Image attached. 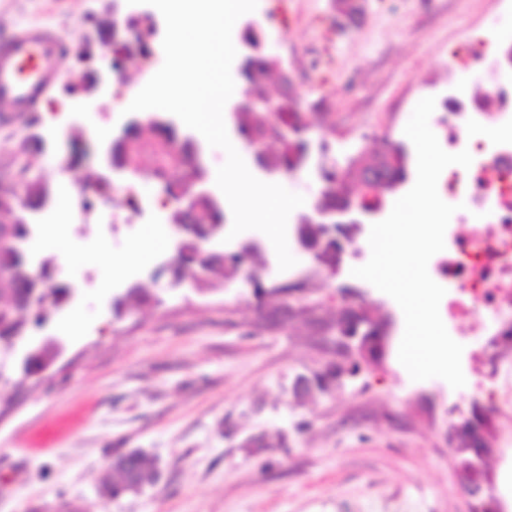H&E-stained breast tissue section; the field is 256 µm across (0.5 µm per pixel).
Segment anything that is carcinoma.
Wrapping results in <instances>:
<instances>
[{
    "instance_id": "obj_1",
    "label": "carcinoma",
    "mask_w": 512,
    "mask_h": 512,
    "mask_svg": "<svg viewBox=\"0 0 512 512\" xmlns=\"http://www.w3.org/2000/svg\"><path fill=\"white\" fill-rule=\"evenodd\" d=\"M251 74L242 83L240 95L265 96L262 86L265 76L275 68L267 54L258 49L250 62ZM40 118L34 115L25 122L29 135L19 143V151L23 154L41 153L46 147L43 133L37 131ZM238 134L244 141H253L263 137L275 141V131L265 126L264 114L249 113V120L238 125ZM163 145L168 151L155 159L148 172L149 180L153 181L158 190L168 198L178 200L183 197H194L193 211L186 212L176 208L168 217L167 225L173 235L180 239V249L176 264L171 268L174 281L182 283L184 274L196 268L207 271L222 269L224 274L231 276L240 271L252 251L240 255L236 251L219 250L217 254L206 252L198 243L195 228L209 226L211 234L224 236V208L217 207L209 197L196 195L198 184L205 177L201 163L192 158V148L186 143L177 127L170 123H156L148 126H134L123 144L118 146V157L121 162L134 168L138 167L140 152L145 150L148 140ZM302 149V141L295 138L288 143L280 144V150L267 157L268 164L274 168L288 172L293 169L292 155ZM408 156L404 146L387 140L380 151L364 157H351L342 166H331L321 170L323 189L317 206L325 211H334L350 203V196L341 191L347 181L365 183L366 173L378 169L383 175V188L395 191L407 179ZM51 196L50 189L38 182L28 188L26 205L38 207L43 198ZM10 235L17 244L29 245L32 235L31 224L28 223L26 212L18 211L15 219L9 224ZM298 230L314 241H322L324 245L316 258L334 262L337 259L336 236L329 232L325 224H314L304 218ZM45 271L43 288L39 290V304L31 302L33 286L19 272L17 252L11 246H0V343L13 336H30L40 330L47 322L49 308L59 310L67 305L73 289L66 283L54 280L50 269V260H42ZM150 303L156 298L131 284L125 291L112 299V312L121 315L129 302ZM160 472L156 464L139 450L117 451L107 467L102 481L103 492L108 500H118L129 494H137L148 487L154 486L159 480Z\"/></svg>"
}]
</instances>
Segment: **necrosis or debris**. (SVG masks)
<instances>
[{
	"label": "necrosis or debris",
	"mask_w": 512,
	"mask_h": 512,
	"mask_svg": "<svg viewBox=\"0 0 512 512\" xmlns=\"http://www.w3.org/2000/svg\"><path fill=\"white\" fill-rule=\"evenodd\" d=\"M442 110L450 152L465 148L473 157L470 167L449 171L442 194L463 200L485 222L470 238L448 225L444 253L431 261L429 274L446 290L449 321L469 318L474 332L490 331L505 346L493 372L476 382L486 395L485 419L499 420L512 415V136L497 128L512 126V83L494 85L480 98L454 92ZM481 310L498 314L494 327L477 319Z\"/></svg>",
	"instance_id": "1"
}]
</instances>
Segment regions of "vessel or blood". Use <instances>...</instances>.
I'll return each mask as SVG.
<instances>
[{
  "label": "vessel or blood",
  "mask_w": 512,
  "mask_h": 512,
  "mask_svg": "<svg viewBox=\"0 0 512 512\" xmlns=\"http://www.w3.org/2000/svg\"><path fill=\"white\" fill-rule=\"evenodd\" d=\"M69 49L55 28L30 24L0 36V102L11 118L34 111L55 86Z\"/></svg>",
  "instance_id": "1"
}]
</instances>
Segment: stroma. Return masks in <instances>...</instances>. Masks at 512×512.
<instances>
[{
    "label": "stroma",
    "mask_w": 512,
    "mask_h": 512,
    "mask_svg": "<svg viewBox=\"0 0 512 512\" xmlns=\"http://www.w3.org/2000/svg\"><path fill=\"white\" fill-rule=\"evenodd\" d=\"M104 0H0V34L42 23L67 43L94 28ZM150 21L153 52L135 54L111 96L92 99V112L71 109L53 88L41 107L43 153L18 149L20 126L0 125V173L28 167L53 199L43 223L58 224L82 262L65 266L55 251L57 278L74 286L71 307L85 316L81 336L69 334L62 313L42 333L64 352L42 380L0 379V512H468L457 469V440L448 435V390L442 379L412 380L398 360L404 316L377 288L357 287L351 270L367 262L371 219L347 225L362 251L335 267L294 250V267L279 271L267 237L249 230L228 251L255 242L260 257L228 280L172 285L159 252L146 263L130 250L144 225L162 216L134 213L125 194L143 184L126 180L101 203L90 224L59 211L61 179L90 192L102 172L98 151L124 117L127 95L164 62L165 22L153 6L134 5ZM261 23L265 51L280 54L295 75V93L314 139L337 164L378 149L382 137L406 142L404 127L425 97H447L449 82L468 94L487 89L481 68L456 69L451 47L485 37L498 42L512 28V0H365L357 25L338 20L333 0H258L232 33L238 54L250 20ZM122 272L111 288L102 266ZM267 292L254 296L252 280ZM154 304L112 313V298L131 284ZM359 311L383 328L376 355L336 345L345 313ZM456 324L464 347L463 394L474 387L470 354L490 365L484 337ZM361 357L363 369L327 389L298 380ZM480 364V365H481ZM138 448L157 459L160 481L137 495L103 500L99 480L118 450Z\"/></svg>",
    "instance_id": "obj_1"
}]
</instances>
